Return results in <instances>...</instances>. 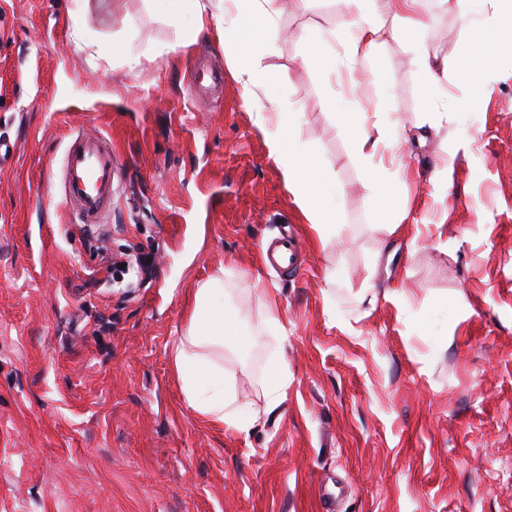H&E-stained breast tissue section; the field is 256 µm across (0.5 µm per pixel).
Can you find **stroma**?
I'll use <instances>...</instances> for the list:
<instances>
[{"label":"stroma","instance_id":"obj_1","mask_svg":"<svg viewBox=\"0 0 512 512\" xmlns=\"http://www.w3.org/2000/svg\"><path fill=\"white\" fill-rule=\"evenodd\" d=\"M73 0H0V512H512V55L459 65L467 18L423 0L421 43L448 60L426 96L413 51L388 39L353 71L301 62L298 34L347 18L346 0H282L253 50L299 138L336 174L342 233L320 247L268 158L223 48L181 49L190 17L120 0L75 42ZM139 55L129 67L113 43ZM218 74L203 98L195 69ZM492 92L471 105V85ZM345 94L425 140L391 228L323 103ZM111 139L123 183L106 227L68 221L50 173L77 132ZM444 221L443 236L427 228ZM295 227L297 271L259 242ZM148 260L132 284L106 266ZM223 274L249 333L208 350L249 432L188 403L171 345L199 284ZM275 298H268V288ZM409 297L400 306L392 292ZM276 302L284 333L268 323ZM284 401L266 409L273 361Z\"/></svg>","mask_w":512,"mask_h":512}]
</instances>
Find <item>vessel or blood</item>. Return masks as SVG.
Returning <instances> with one entry per match:
<instances>
[{
  "instance_id": "b4317fda",
  "label": "vessel or blood",
  "mask_w": 512,
  "mask_h": 512,
  "mask_svg": "<svg viewBox=\"0 0 512 512\" xmlns=\"http://www.w3.org/2000/svg\"><path fill=\"white\" fill-rule=\"evenodd\" d=\"M62 203L71 223L92 228L104 223L120 188V167L112 145L102 136L78 134L70 139L63 165ZM296 244L282 239L266 249L269 262L292 265Z\"/></svg>"
}]
</instances>
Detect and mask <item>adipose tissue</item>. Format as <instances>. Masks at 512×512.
Segmentation results:
<instances>
[{"mask_svg":"<svg viewBox=\"0 0 512 512\" xmlns=\"http://www.w3.org/2000/svg\"><path fill=\"white\" fill-rule=\"evenodd\" d=\"M171 21L183 14L192 17L193 35L206 34L224 47L234 77L240 84L246 103L254 113V124L261 132L268 157L276 164L284 187L316 232L321 245H328L336 234V202L344 189L323 161L306 150L295 134L302 115L285 112L277 99L260 97L261 63L252 51L253 37L271 32L275 27L277 0H156ZM350 12L340 27L330 28V35L340 39L343 57L336 58L307 46L304 62L321 69L353 70L359 60L370 57L389 36L397 34L414 53L423 87L431 91L448 74L447 60L430 54L419 43L425 26L420 12L421 0H387L395 22L394 29L374 15L372 0H347ZM335 116L341 126L358 125L359 132L350 143V154L371 184L377 208L394 209L399 223H407L409 212L398 205L397 188L406 184L410 172L399 160L395 147L410 143V131L387 113H377L375 120L359 116L355 104L344 97L333 100ZM246 340L238 313L226 305L224 278L217 275L198 286L186 337L174 344V363L183 390L201 415L240 429L248 421L239 419L235 399L224 377L205 358L189 354L188 345H238Z\"/></svg>","mask_w":512,"mask_h":512,"instance_id":"obj_1","label":"adipose tissue"}]
</instances>
